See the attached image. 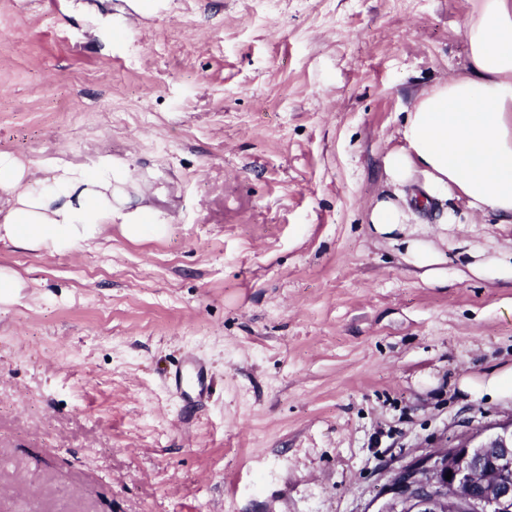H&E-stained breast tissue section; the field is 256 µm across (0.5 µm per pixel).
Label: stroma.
<instances>
[{"label":"stroma","mask_w":512,"mask_h":512,"mask_svg":"<svg viewBox=\"0 0 512 512\" xmlns=\"http://www.w3.org/2000/svg\"><path fill=\"white\" fill-rule=\"evenodd\" d=\"M471 0H0V152L127 168L66 253L0 245V512H379L394 473L512 420V224L366 222L413 95L466 63ZM192 357L210 394L167 382ZM125 222L122 227L130 238H139L148 233L160 234L166 227L165 224H154L156 222L141 209L128 214ZM404 260L416 267L422 268L441 262V252L434 243L420 238L407 239ZM474 273L490 271L500 279L512 280V251L504 254L500 259H493L490 262H475L470 266ZM464 392H476L480 396L487 395L490 399L512 398V367L493 372L481 383L465 378L460 383Z\"/></svg>","instance_id":"obj_1"}]
</instances>
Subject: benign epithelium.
Wrapping results in <instances>:
<instances>
[{
    "label": "benign epithelium",
    "mask_w": 512,
    "mask_h": 512,
    "mask_svg": "<svg viewBox=\"0 0 512 512\" xmlns=\"http://www.w3.org/2000/svg\"><path fill=\"white\" fill-rule=\"evenodd\" d=\"M388 494L380 512H512V421L401 468Z\"/></svg>",
    "instance_id": "obj_1"
}]
</instances>
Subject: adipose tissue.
Wrapping results in <instances>:
<instances>
[{"label": "adipose tissue", "instance_id": "adipose-tissue-1", "mask_svg": "<svg viewBox=\"0 0 512 512\" xmlns=\"http://www.w3.org/2000/svg\"><path fill=\"white\" fill-rule=\"evenodd\" d=\"M461 34L462 72L413 99L398 145L383 157L393 194L367 213L378 235L404 232L437 202L441 225L489 211L512 224V0H472ZM123 178L108 155L90 166L28 167L0 152V242L51 254L92 243L123 202L115 188ZM448 199L462 201L463 212L445 208Z\"/></svg>", "mask_w": 512, "mask_h": 512}]
</instances>
